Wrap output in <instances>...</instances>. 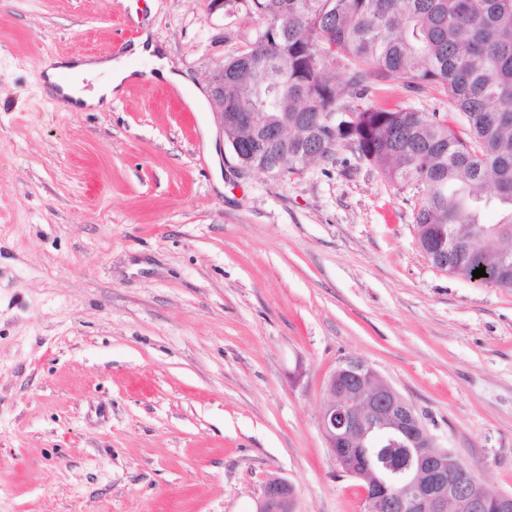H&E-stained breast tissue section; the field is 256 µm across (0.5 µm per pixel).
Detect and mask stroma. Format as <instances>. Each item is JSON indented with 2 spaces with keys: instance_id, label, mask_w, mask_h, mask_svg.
Wrapping results in <instances>:
<instances>
[{
  "instance_id": "obj_1",
  "label": "stroma",
  "mask_w": 512,
  "mask_h": 512,
  "mask_svg": "<svg viewBox=\"0 0 512 512\" xmlns=\"http://www.w3.org/2000/svg\"><path fill=\"white\" fill-rule=\"evenodd\" d=\"M263 26L242 0H0V512H256L274 477L295 512H362L319 425L348 358L512 492V288L436 269L411 189L349 148L285 176L217 155L206 78ZM145 32L185 89L45 92V56Z\"/></svg>"
}]
</instances>
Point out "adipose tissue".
Returning a JSON list of instances; mask_svg holds the SVG:
<instances>
[{
	"label": "adipose tissue",
	"mask_w": 512,
	"mask_h": 512,
	"mask_svg": "<svg viewBox=\"0 0 512 512\" xmlns=\"http://www.w3.org/2000/svg\"><path fill=\"white\" fill-rule=\"evenodd\" d=\"M143 61L151 65L158 80L178 87L183 86L181 75L173 71L162 48L146 33L133 41L125 55L114 59L62 56L45 58L42 63L44 83L48 91L59 98L62 108L79 106L102 111L137 78L139 64ZM63 74L70 76V83L60 82L59 77ZM88 80L93 83V88L89 91L84 88V83Z\"/></svg>",
	"instance_id": "1"
}]
</instances>
